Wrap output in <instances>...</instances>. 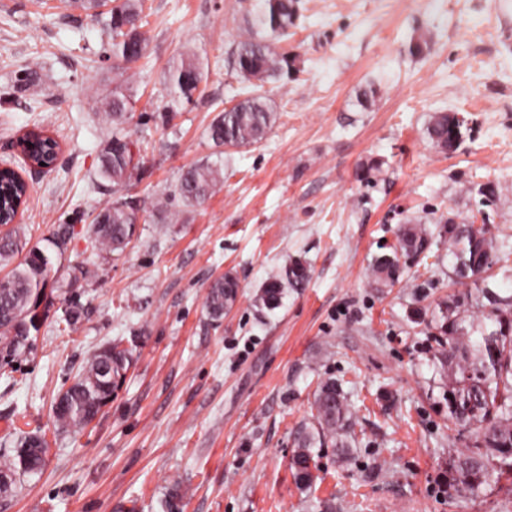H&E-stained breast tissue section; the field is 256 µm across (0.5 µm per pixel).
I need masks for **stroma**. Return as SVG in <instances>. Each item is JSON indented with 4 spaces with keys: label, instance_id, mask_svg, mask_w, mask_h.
Masks as SVG:
<instances>
[{
    "label": "stroma",
    "instance_id": "stroma-1",
    "mask_svg": "<svg viewBox=\"0 0 512 512\" xmlns=\"http://www.w3.org/2000/svg\"><path fill=\"white\" fill-rule=\"evenodd\" d=\"M262 0H145L147 57L130 85L125 125L145 152L127 186L101 184L98 156L112 119L93 90L112 83V41L66 0H0V162L26 172L17 226L44 246L54 225L76 236L46 287L47 317L30 352L0 367V454L8 426L41 431V474L0 498V512H160L174 481L182 512H502L512 494L449 500L442 477L467 442L437 405L432 319L448 300L450 213L487 221L512 250V0H296L288 38L273 43L288 70L245 80L231 58ZM203 60V80L170 122L167 69ZM39 78L20 85L30 63ZM258 96L275 119L257 144L226 149L224 180L186 205L184 171L213 159L209 127L226 105ZM437 111L471 132L442 152L426 127ZM41 127L63 153L27 173L12 143ZM382 160L373 182L359 180ZM499 196L484 207L480 184ZM122 198L147 212L123 250L94 248L98 207ZM433 231L438 264L411 265L399 285L370 288L374 259L407 223ZM298 259L308 282L268 312L253 296ZM90 275L74 280L79 268ZM233 273L236 303L211 321V281ZM78 300L80 320L65 314ZM136 360L125 383L79 434L59 429L52 405L88 357L115 338ZM334 379L356 436L349 461L318 449V478L298 485L296 427L313 393Z\"/></svg>",
    "mask_w": 512,
    "mask_h": 512
}]
</instances>
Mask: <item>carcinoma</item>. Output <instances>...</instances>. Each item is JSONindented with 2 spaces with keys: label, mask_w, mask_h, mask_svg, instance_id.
<instances>
[{
  "label": "carcinoma",
  "mask_w": 512,
  "mask_h": 512,
  "mask_svg": "<svg viewBox=\"0 0 512 512\" xmlns=\"http://www.w3.org/2000/svg\"><path fill=\"white\" fill-rule=\"evenodd\" d=\"M71 4L102 22L112 36L114 69L123 74L144 58L145 39L139 29L145 22L143 0H112V9L100 11L101 0H71ZM293 0H264L257 8L251 34L236 43L232 58L245 76L264 82L283 71L282 60L271 50L268 39L285 36L293 25ZM202 68L192 58L174 62L168 71L169 105L162 121L170 119L182 100H188L202 81ZM103 106L112 116V136L100 151L98 175L117 187L138 176L141 143L125 133L129 99L122 86L113 87ZM273 121V113L258 97L247 98L230 111H224L209 128L214 146L238 148L260 142ZM457 117L436 112L427 126L431 142L442 151L455 150L465 137L456 124ZM223 179L218 162L202 161L181 177L179 191L189 205L210 198ZM0 188L15 198L26 193L25 183L11 171L0 175ZM146 210L120 198L103 205L88 228L94 245L117 251L123 249L135 232ZM441 233L448 237V278L462 290L448 297V304L435 317L434 340L439 346L434 355L448 383L442 393L448 411V429L468 435V448L448 459L444 492L454 498L462 492L478 498L502 482L512 483V294L495 290L496 272L512 279V253L499 246L486 227L450 216ZM74 234L70 224L56 225L47 239L51 250L37 246L25 249L16 231L0 235V266L13 265L0 279V364L10 366L31 346V332L39 331L45 316L42 305L46 285L53 270L54 256L62 255ZM431 234L419 224H403L398 229L392 252L375 259L369 286L389 288L400 283L409 262L430 258ZM24 258L13 263L21 252ZM309 277L308 267L297 259L289 260L281 272L270 275L261 285L256 305L268 311L278 308L289 288H301ZM236 277L228 273L213 281L206 290L204 307L208 317L219 320L224 310L238 298ZM478 335L475 342L462 337ZM133 363L132 350L114 340L94 352L76 380L58 394L53 413L58 427L77 433L84 429L112 401L123 385ZM312 420L303 422L294 437L291 467L300 485L315 482L314 449L334 448L339 457L351 455L354 437L350 411L341 387L333 379L318 385ZM48 448L44 437L24 433L0 463V497L13 495L23 476L41 472ZM186 490L176 480L160 501L162 512H181Z\"/></svg>",
  "instance_id": "obj_1"
}]
</instances>
